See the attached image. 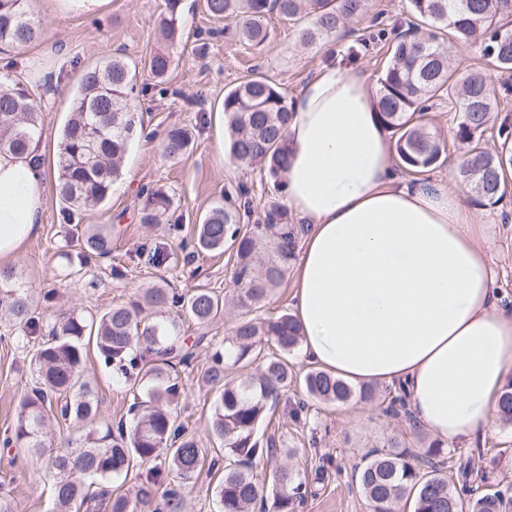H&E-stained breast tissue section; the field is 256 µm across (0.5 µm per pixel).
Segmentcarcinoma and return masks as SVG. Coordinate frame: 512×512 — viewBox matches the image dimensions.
Masks as SVG:
<instances>
[{
    "instance_id": "obj_1",
    "label": "carcinoma",
    "mask_w": 512,
    "mask_h": 512,
    "mask_svg": "<svg viewBox=\"0 0 512 512\" xmlns=\"http://www.w3.org/2000/svg\"><path fill=\"white\" fill-rule=\"evenodd\" d=\"M178 0H168V12L160 17L163 35L174 40L179 26ZM412 31L398 33L390 60L379 79V114L394 135L401 165L426 172L446 160V146L439 132L425 119L430 101L448 97L459 104L455 139L470 146L458 176L480 206L502 198L501 183L512 169V121L505 117L498 129L500 149L489 152L476 142L500 112V98L512 93L504 82L495 86L490 74L459 72L445 44L478 43L483 55L504 72L512 70V0H409ZM206 11L225 22L224 30L237 41L258 47L267 40L264 19L273 11L295 21H310L302 29L305 43L321 38H340L350 22L372 14V0H206ZM46 22L35 14L29 0H0V45L23 47L39 40ZM169 56L155 54L150 62L152 82L137 86L136 73L118 57L84 72L72 93L70 116L60 134L61 152L57 177L60 199L67 213L102 205L112 185L122 175L124 157L131 143L143 134L137 98L163 83ZM228 129V155L238 166L264 167L278 177L285 166V134L292 103L267 75L254 72L224 93L222 101ZM40 133L38 111L28 90L0 88V151L24 152ZM191 143L184 128L168 131L164 150L183 154ZM141 221L158 224L171 199L159 189L144 186ZM241 206L229 194L224 204L212 207L198 224L196 245L202 251L232 250L235 255L234 305L242 312L224 348L210 356L202 378L214 393L208 419L209 434L224 445V476L212 491L217 512H296L310 491L307 477L274 464V436L264 437L259 428L281 394L294 381L302 384L312 401L322 404L348 402L354 388L343 379L311 368L297 379L288 355L302 342L300 326L285 312L275 317L258 315L269 296L285 280L296 257L300 237L307 227L288 223V211L279 204L264 207L257 222H240ZM77 257L85 260L112 254V229L91 225L75 236ZM226 300L203 288L176 293L168 288H147L140 298L92 315L79 311L56 314L48 324L31 360V390L20 399L11 434L4 444L41 453L43 431L55 415L85 424L72 444L49 456L54 477L52 512H80L95 501L103 512H140L156 502L155 512H186L182 491L161 487V467L189 478L198 471L206 450L178 422L176 407L184 396L179 368L194 359L195 349L207 339L205 329L223 317ZM30 289L15 281V271L0 269V320L23 333H39L31 313ZM192 317L203 332L188 343L180 313ZM94 342L97 358L113 373L134 380L137 394L130 410V426H112L99 417L94 389L82 379L87 341ZM272 342L278 353L266 357L258 374L226 379L231 367L251 364L263 342ZM501 420L512 422V383L499 399ZM376 451L356 472V481L371 512H395L404 497L412 499L413 512H512L508 491L470 486L472 470L464 464L448 476L439 466L404 448ZM271 465L269 477L255 471L258 463ZM148 466L132 492L112 491V480L135 466ZM80 473L99 482L103 490L91 492L74 479Z\"/></svg>"
}]
</instances>
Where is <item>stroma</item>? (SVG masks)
Instances as JSON below:
<instances>
[{
  "label": "stroma",
  "instance_id": "1",
  "mask_svg": "<svg viewBox=\"0 0 512 512\" xmlns=\"http://www.w3.org/2000/svg\"><path fill=\"white\" fill-rule=\"evenodd\" d=\"M166 11L167 0H106L93 15L47 16L41 39L25 47L0 49V77L9 76L11 83L23 85L37 102L43 128L37 148L52 183L58 175L59 133L82 71L121 57L135 66L143 82L149 78V63L157 51L167 50L171 61L166 94L140 100L139 112L151 136L131 145L122 177L113 185L109 199L94 210L70 216L56 192H48L37 234L9 261L32 292L33 312L40 324L70 308L100 313L129 303L154 283L181 293L206 288L231 297L234 260L227 252L196 249L200 218L223 203L225 191L241 185L247 187L257 215L265 205L283 202L284 197L266 170H241L230 161L224 146L226 126L219 114L225 91L257 68L292 100L322 66L339 61L357 64L375 82L389 61L387 42L364 41L363 24H353L340 40L306 44L300 25L277 13L265 20L266 43L250 48L223 35V22L208 15L204 0L179 5L181 34L165 45L156 22ZM50 76L61 82L52 97L42 85ZM428 118L447 145V161L422 174L400 165L395 171L409 185L422 181L457 187V165L465 148L454 138L455 106L445 99L435 101ZM174 127L188 129L192 135L188 151L177 158L163 151L164 136ZM144 185L162 189L173 201L162 223L140 221L139 190ZM475 213L485 226L479 244L497 273L493 288L504 303L512 304V179H507L497 204L476 208ZM78 224L112 225L111 255L90 258L81 267L68 265L63 257L66 241ZM158 253L164 254L163 263H156ZM32 349V344L19 342L0 323V435L13 426L20 398L31 385ZM209 354L208 348L199 347L191 368L182 371L186 396L177 409L180 422L207 448L208 464L191 479L173 472L167 478L168 483L181 487L190 512H214L212 488L224 463L220 442L206 431L212 395L198 381ZM84 377L97 391L104 420L115 422L126 416L132 401L129 387L115 382L95 353L87 355ZM305 398L302 387L289 388L267 428L285 453L283 465L309 476L316 468L324 470L299 512H369L355 483V468L371 449L388 447L394 440L419 454L435 452L448 471L469 462L474 486L512 489V424H497L495 431L473 447H450L406 416L384 414L376 403L357 396L342 405L310 404L306 418H293L292 409ZM52 484L53 476L42 458L0 445V490L9 492L15 512H50Z\"/></svg>",
  "mask_w": 512,
  "mask_h": 512
}]
</instances>
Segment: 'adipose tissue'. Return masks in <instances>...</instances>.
<instances>
[{
  "label": "adipose tissue",
  "mask_w": 512,
  "mask_h": 512,
  "mask_svg": "<svg viewBox=\"0 0 512 512\" xmlns=\"http://www.w3.org/2000/svg\"><path fill=\"white\" fill-rule=\"evenodd\" d=\"M281 189L308 226L293 314L310 361L355 383L404 387L446 444L496 426L512 383V309L498 304L483 229L463 194L400 183L390 132L362 68L321 67L294 101ZM34 151L0 152V261L42 222Z\"/></svg>",
  "instance_id": "obj_1"
}]
</instances>
